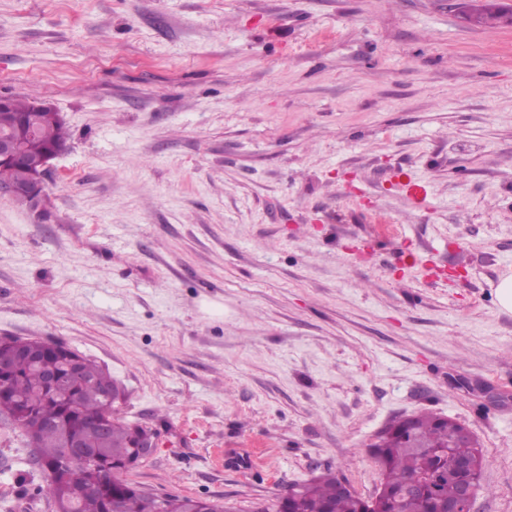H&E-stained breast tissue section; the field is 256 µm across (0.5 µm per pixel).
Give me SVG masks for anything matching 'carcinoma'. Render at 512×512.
Here are the masks:
<instances>
[{
	"mask_svg": "<svg viewBox=\"0 0 512 512\" xmlns=\"http://www.w3.org/2000/svg\"><path fill=\"white\" fill-rule=\"evenodd\" d=\"M0 130L10 132L20 145H33L48 151L66 145L67 132L63 119L50 107L37 108L24 99H5L0 105ZM25 178V170L10 161H0V183H13ZM21 339H0V358L9 361L8 397L0 401V415L8 417L26 431L41 423L35 432L37 458L44 470L45 485L40 492L56 502H67L69 512H106L104 496L96 488L99 474L81 462L71 466L66 480L52 475L49 467L65 458L66 433L78 434L90 458L112 477L117 493L127 491L125 462L137 452L139 425L117 418L118 405L107 400L112 383L110 373L94 361L81 358L84 383L65 398L47 395L44 377L61 372L65 362L54 353H41L33 359L20 350ZM112 418L110 434L93 428L98 419ZM463 425L433 413L419 412L406 417L403 425L384 432L373 444L382 476V488L373 500H365L341 488L330 472L298 483L284 497L258 507L254 512H440L441 503L455 498L459 486L468 475L452 469L448 458L450 446L466 443ZM422 490L407 492L412 481ZM229 512L224 505L212 501L198 502L188 496H138L130 500L129 512Z\"/></svg>",
	"mask_w": 512,
	"mask_h": 512,
	"instance_id": "cac0c4a2",
	"label": "carcinoma"
}]
</instances>
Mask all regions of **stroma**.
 <instances>
[{
	"instance_id": "stroma-1",
	"label": "stroma",
	"mask_w": 512,
	"mask_h": 512,
	"mask_svg": "<svg viewBox=\"0 0 512 512\" xmlns=\"http://www.w3.org/2000/svg\"><path fill=\"white\" fill-rule=\"evenodd\" d=\"M469 7L0 0V96L69 132L37 209L0 198V337L110 372L158 432L140 489L368 498L430 411L483 451L472 512H512V25ZM36 455L0 418V512H56Z\"/></svg>"
}]
</instances>
